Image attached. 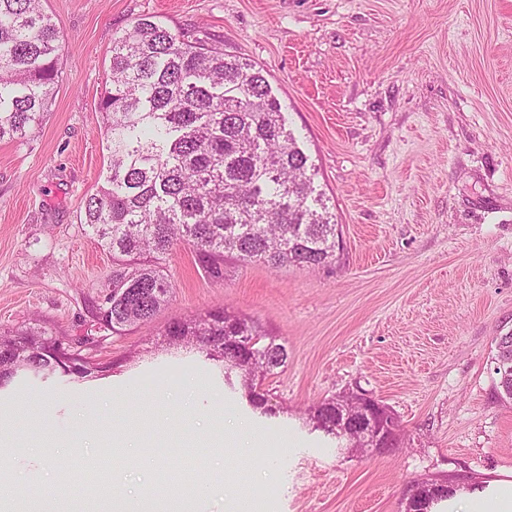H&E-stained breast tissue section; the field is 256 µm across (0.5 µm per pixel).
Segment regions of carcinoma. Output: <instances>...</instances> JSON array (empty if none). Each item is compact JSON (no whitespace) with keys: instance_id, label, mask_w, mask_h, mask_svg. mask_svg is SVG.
Instances as JSON below:
<instances>
[{"instance_id":"cac0c4a2","label":"carcinoma","mask_w":512,"mask_h":512,"mask_svg":"<svg viewBox=\"0 0 512 512\" xmlns=\"http://www.w3.org/2000/svg\"><path fill=\"white\" fill-rule=\"evenodd\" d=\"M59 35L41 0H0V141L42 123L61 77ZM108 175L85 202L84 224L112 254L104 325L120 335L152 321L168 302L166 260L193 248L204 271L224 278V254L271 268L315 269L336 259V214L314 186L315 168L286 126L263 69L153 16L112 43L109 88L98 105ZM168 344H194L243 375L250 405L267 415L254 377L285 366V345L225 310L173 318ZM253 342L243 352L237 340ZM56 337L41 327L0 334V387L19 372L59 370ZM310 421L336 432V408Z\"/></svg>"}]
</instances>
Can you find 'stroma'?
Wrapping results in <instances>:
<instances>
[{
    "label": "stroma",
    "instance_id": "1",
    "mask_svg": "<svg viewBox=\"0 0 512 512\" xmlns=\"http://www.w3.org/2000/svg\"><path fill=\"white\" fill-rule=\"evenodd\" d=\"M62 74L40 127L0 141V332L39 325L105 376L19 375L0 389V512H110L84 490L103 457L132 495H184L195 463L202 512L248 492L245 512H403L415 483L473 494L512 487V402L494 393L496 336L512 331V0H43ZM153 15L173 32L264 69L287 124L336 212L327 266L272 269L228 255L207 277L191 247L168 258L173 288L153 321L115 335L99 323L111 255L82 224L106 175L98 102L112 40ZM225 308L288 350L259 380L274 415L225 385L218 362L157 338L175 316ZM396 415L400 437L359 457L306 411L346 391ZM257 440L212 448L225 415ZM81 442L40 456L48 435ZM155 448L143 467L116 430Z\"/></svg>",
    "mask_w": 512,
    "mask_h": 512
}]
</instances>
